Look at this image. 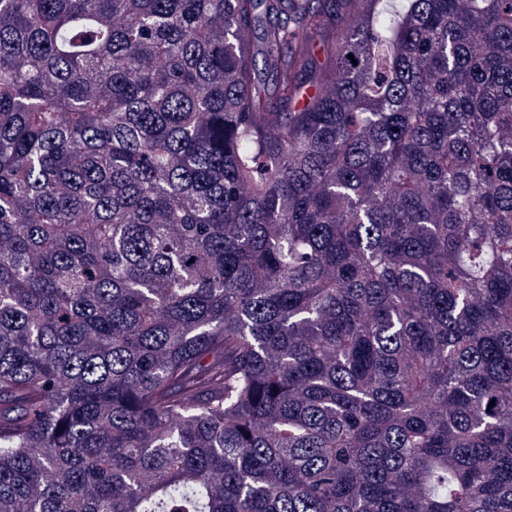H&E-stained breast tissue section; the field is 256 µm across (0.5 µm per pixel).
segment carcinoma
Masks as SVG:
<instances>
[{"instance_id":"1","label":"carcinoma","mask_w":512,"mask_h":512,"mask_svg":"<svg viewBox=\"0 0 512 512\" xmlns=\"http://www.w3.org/2000/svg\"><path fill=\"white\" fill-rule=\"evenodd\" d=\"M0 512H512V0H0Z\"/></svg>"}]
</instances>
